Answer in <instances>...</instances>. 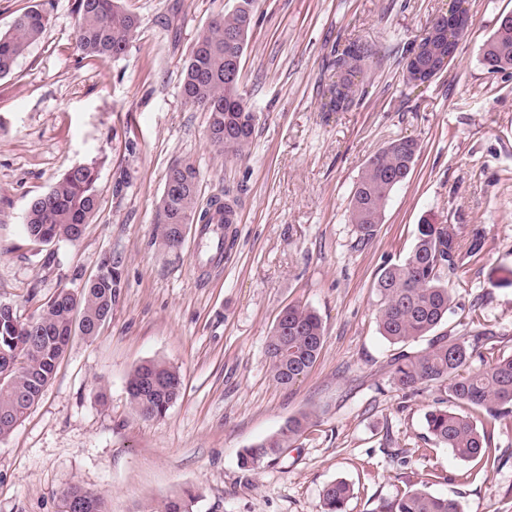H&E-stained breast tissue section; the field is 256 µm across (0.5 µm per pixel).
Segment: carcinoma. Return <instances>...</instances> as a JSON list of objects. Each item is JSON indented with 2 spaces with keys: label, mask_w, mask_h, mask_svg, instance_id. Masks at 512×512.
<instances>
[{
  "label": "carcinoma",
  "mask_w": 512,
  "mask_h": 512,
  "mask_svg": "<svg viewBox=\"0 0 512 512\" xmlns=\"http://www.w3.org/2000/svg\"><path fill=\"white\" fill-rule=\"evenodd\" d=\"M462 0H453L448 15L431 22L442 32L443 52L451 54L471 25ZM255 0H237L198 36L186 65L181 91L186 102L208 112L207 137L226 157H240L255 132V114L247 105L240 82L224 74L242 60L249 43ZM48 18L32 8L20 15L11 30L0 33V78L10 75L20 57L40 39ZM140 19L124 10L119 0H78L76 50L83 57L115 58L124 54L138 35ZM373 51L366 43L350 44L336 59V82L329 110L353 101L363 84V74ZM482 64L492 73L512 68V12L501 15L494 33L481 47ZM420 153L414 139H400L374 153L366 162L350 200V222L360 240L368 241L383 223L393 191L409 176ZM95 164L69 169L43 195L34 199L25 216L29 236L41 242L75 241L97 209ZM231 200L211 201L198 212V172L190 163L169 168L160 200L157 223L170 248L181 245L191 224H213L231 211ZM458 233L452 224H419L414 246L400 264L383 268L375 288L380 296L378 326L393 344H407L430 337L428 346L396 358L393 383L402 391L448 384L450 396L496 419L512 413V356L497 359L476 371L470 360L481 355V338L432 336L448 318L453 299L442 273L461 261ZM117 280L112 260L102 261L97 275L78 293L61 289L32 321L21 320L9 304L0 303V439L7 436L39 401L57 364L76 336L96 338L112 314ZM324 343L319 315L301 305H289L277 316L267 339L274 380L291 386L316 362ZM182 389L179 370L164 360L137 365L127 383L136 413L143 419L163 417ZM427 431L439 444L463 460L482 459L487 453L484 429L468 414L434 408L425 416ZM312 424L302 413L288 419L276 433L244 449L241 465L252 470L277 460ZM354 488L346 481L327 484L322 491L321 512H346ZM198 495L185 489L160 505L148 504L140 512H194ZM61 512H106L104 498L79 485L61 497ZM376 512H462L454 499L415 487L382 502Z\"/></svg>",
  "instance_id": "1"
}]
</instances>
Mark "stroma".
I'll list each match as a JSON object with an SVG mask.
<instances>
[{
    "mask_svg": "<svg viewBox=\"0 0 512 512\" xmlns=\"http://www.w3.org/2000/svg\"><path fill=\"white\" fill-rule=\"evenodd\" d=\"M236 0H121L141 28L124 55L75 50L78 0H0V32L31 6L46 30L0 78V303L37 314L60 289L79 291L111 258L120 285L100 336L75 337L41 399L0 439V512H59L79 485L108 512H138L189 488L194 512H320L325 485L345 480L347 512H375L411 485L463 512H512V415L484 420L488 464L436 444L425 415L448 391L406 395L392 380L401 353L426 340L379 333L375 281L409 255L418 225L452 224L480 258L444 280L454 336L488 331L471 369L512 355V69L492 73L480 48L512 0H468L472 25L429 84L404 80L409 49L449 0H257L242 85L257 116L244 154L207 140L208 114L184 100L194 44ZM372 45L363 91L323 111L336 53ZM412 138L421 152L392 193L383 224L360 242L350 193L367 159ZM199 173L198 204L236 203L213 261L198 225L168 248L156 222L168 170ZM95 163L98 206L79 240L34 241L30 203L78 164ZM316 310L325 341L295 385L277 384L267 354L280 311ZM177 367L180 397L140 419L127 381L142 361ZM313 425L252 471L243 448L288 418Z\"/></svg>",
    "mask_w": 512,
    "mask_h": 512,
    "instance_id": "1",
    "label": "stroma"
}]
</instances>
